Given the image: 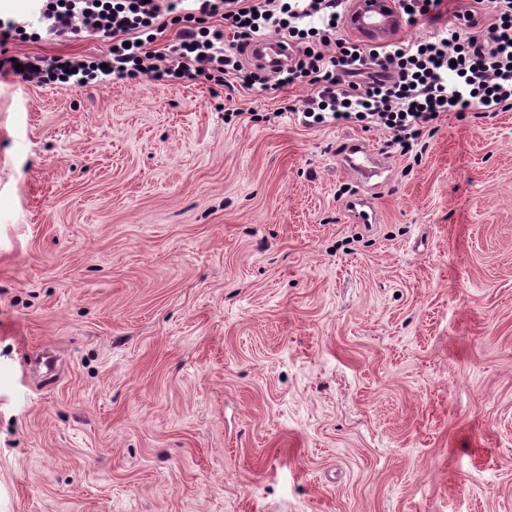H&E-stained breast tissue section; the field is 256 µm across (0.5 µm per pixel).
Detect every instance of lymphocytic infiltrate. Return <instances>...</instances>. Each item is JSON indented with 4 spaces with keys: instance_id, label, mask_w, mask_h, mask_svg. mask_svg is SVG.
Instances as JSON below:
<instances>
[{
    "instance_id": "1",
    "label": "lymphocytic infiltrate",
    "mask_w": 512,
    "mask_h": 512,
    "mask_svg": "<svg viewBox=\"0 0 512 512\" xmlns=\"http://www.w3.org/2000/svg\"><path fill=\"white\" fill-rule=\"evenodd\" d=\"M410 24L445 17L436 32L375 49L345 37L348 0H42L48 34L102 35L97 57L0 58V74L21 83L81 86L100 75L170 85L199 80L227 90L300 85L309 93L303 126L357 122L411 151L424 128L447 112L512 110V0H398ZM182 25L164 51L153 45L162 17ZM232 41H225V30ZM271 35L288 49L278 68L247 62L251 46Z\"/></svg>"
}]
</instances>
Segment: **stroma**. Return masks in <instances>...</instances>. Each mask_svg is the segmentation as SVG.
<instances>
[{
  "label": "stroma",
  "mask_w": 512,
  "mask_h": 512,
  "mask_svg": "<svg viewBox=\"0 0 512 512\" xmlns=\"http://www.w3.org/2000/svg\"><path fill=\"white\" fill-rule=\"evenodd\" d=\"M307 94L0 76V512H512V110L404 154ZM338 158L342 168L362 186V191L353 195L347 203L355 223L377 224L378 214L372 202V190L380 188L389 180V176L384 175L388 171L385 160L378 152L354 137L344 142Z\"/></svg>",
  "instance_id": "stroma-1"
}]
</instances>
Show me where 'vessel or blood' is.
Masks as SVG:
<instances>
[{"mask_svg":"<svg viewBox=\"0 0 512 512\" xmlns=\"http://www.w3.org/2000/svg\"><path fill=\"white\" fill-rule=\"evenodd\" d=\"M403 23L404 20L394 8L392 0H352L345 27L354 36L374 41L381 34L400 27ZM255 50L260 61L269 66L282 61L287 54L284 45L271 37L259 41ZM338 158L342 168L362 186L361 191L353 195L347 203L355 223H377L378 214L371 192L388 180L385 160L378 152L353 137L345 141Z\"/></svg>","mask_w":512,"mask_h":512,"instance_id":"1","label":"vessel or blood"}]
</instances>
